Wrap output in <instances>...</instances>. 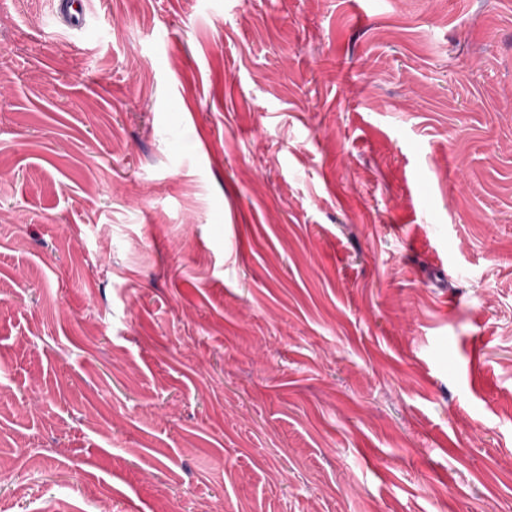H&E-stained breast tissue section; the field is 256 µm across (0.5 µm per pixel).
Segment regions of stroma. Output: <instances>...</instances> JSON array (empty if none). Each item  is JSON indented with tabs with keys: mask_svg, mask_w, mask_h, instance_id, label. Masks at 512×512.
Instances as JSON below:
<instances>
[{
	"mask_svg": "<svg viewBox=\"0 0 512 512\" xmlns=\"http://www.w3.org/2000/svg\"><path fill=\"white\" fill-rule=\"evenodd\" d=\"M0 512H512V0H0ZM58 13L73 30H83L88 25L90 0H58Z\"/></svg>",
	"mask_w": 512,
	"mask_h": 512,
	"instance_id": "35a3bbf8",
	"label": "stroma"
}]
</instances>
